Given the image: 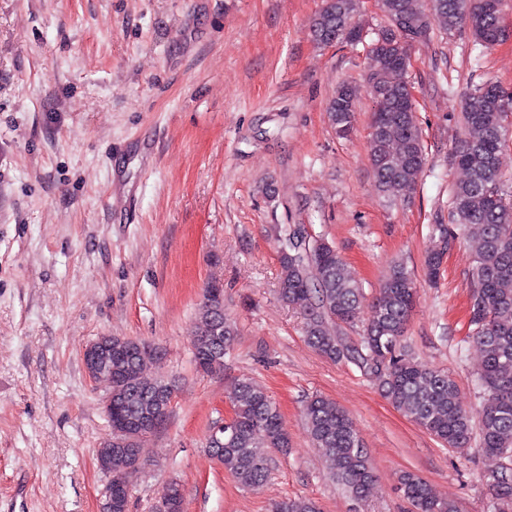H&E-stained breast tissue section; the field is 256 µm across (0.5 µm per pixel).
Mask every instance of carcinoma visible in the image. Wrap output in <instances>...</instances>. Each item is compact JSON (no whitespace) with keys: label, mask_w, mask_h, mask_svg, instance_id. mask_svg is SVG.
<instances>
[{"label":"carcinoma","mask_w":512,"mask_h":512,"mask_svg":"<svg viewBox=\"0 0 512 512\" xmlns=\"http://www.w3.org/2000/svg\"><path fill=\"white\" fill-rule=\"evenodd\" d=\"M358 0H324L309 20L313 41L325 45L343 32L354 19ZM386 24L382 33L399 24L412 36L390 48L389 61L368 43L374 65L366 78L367 91L388 98L385 116L373 113L368 135V155L373 176L390 203L404 202L418 185L426 165L423 132L413 109H402L398 101L410 85L408 67L411 47L429 38L435 29L448 34H468L474 60L495 45L492 38L496 13L488 0H378ZM486 82L461 100L465 137L451 155L452 164L465 174L448 196L447 224L432 225L436 245L424 260L425 277L433 281L440 270L448 242L463 234L474 247L471 271L469 332L458 343L465 352L475 342L483 353L478 384L484 403L478 416L458 400V386L445 371L418 363L403 344L407 323L417 297L415 274L402 260L394 261L371 303L363 288L345 270L336 248L323 238L309 239L301 228L289 230L279 251L281 277L278 293L283 302L299 309L306 319L308 344L333 362H347L379 382L381 391L397 409L448 448H462L471 440L478 424L481 448L495 459L512 457V200L504 192L499 156L505 146L512 92L492 98ZM359 89L341 85L329 102L331 125L342 137L353 129V112ZM364 321L363 334L354 345L336 334V326ZM235 325L224 313L223 285L207 283L194 329L193 357L210 359L209 370L223 365L224 353L214 337H224L229 347ZM113 343L130 346L133 353L112 357V435L126 439L144 421H163L169 412L163 396L173 385L149 370L154 350L142 342L115 338ZM234 440L215 450L237 482L254 489L269 472L267 449L288 447L282 416L270 396L253 382L237 384L233 399ZM308 433L320 451L332 478L342 483L355 500L366 497L375 482L373 468L348 415L334 403L313 397L305 406ZM140 449L127 453L112 448V476L128 481L137 470ZM497 483L489 487L493 502L512 504V475L497 469ZM398 484L415 512H458L452 500L437 499L428 483L412 471H403ZM272 512H320L308 498L285 499Z\"/></svg>","instance_id":"cac0c4a2"}]
</instances>
